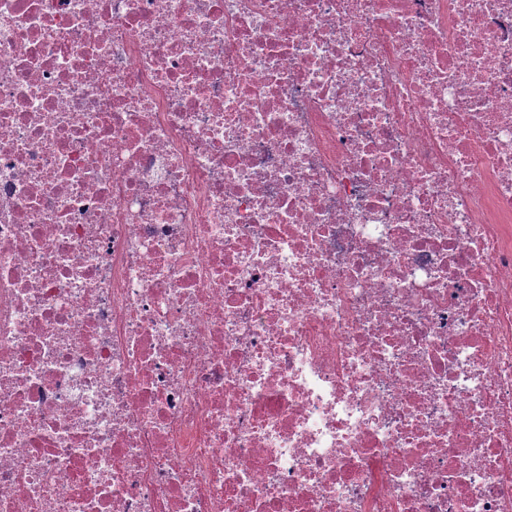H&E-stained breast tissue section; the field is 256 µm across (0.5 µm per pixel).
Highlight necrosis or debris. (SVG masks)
I'll return each mask as SVG.
<instances>
[{
	"label": "necrosis or debris",
	"instance_id": "4bbe7bcc",
	"mask_svg": "<svg viewBox=\"0 0 512 512\" xmlns=\"http://www.w3.org/2000/svg\"><path fill=\"white\" fill-rule=\"evenodd\" d=\"M0 512H512V0H0Z\"/></svg>",
	"mask_w": 512,
	"mask_h": 512
}]
</instances>
